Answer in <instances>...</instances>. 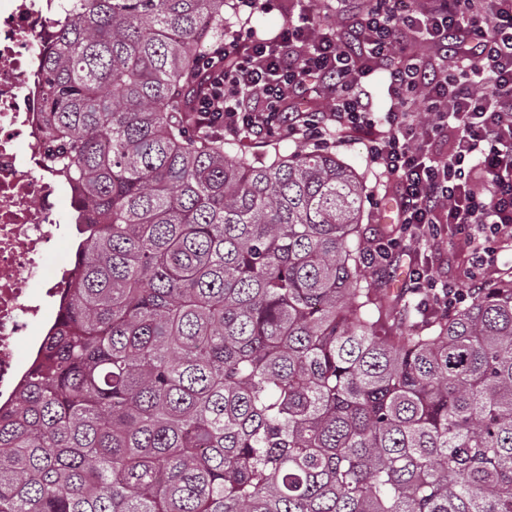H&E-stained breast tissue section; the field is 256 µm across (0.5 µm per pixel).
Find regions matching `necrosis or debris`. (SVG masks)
<instances>
[{"mask_svg": "<svg viewBox=\"0 0 512 512\" xmlns=\"http://www.w3.org/2000/svg\"><path fill=\"white\" fill-rule=\"evenodd\" d=\"M49 0H0V403L12 400L25 364L21 345L35 346L50 324L49 298L76 274L49 273L59 235L58 199L70 198L78 220L95 223L77 189L43 163L40 64L52 34Z\"/></svg>", "mask_w": 512, "mask_h": 512, "instance_id": "1", "label": "necrosis or debris"}]
</instances>
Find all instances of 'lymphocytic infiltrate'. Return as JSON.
Masks as SVG:
<instances>
[{"label": "lymphocytic infiltrate", "instance_id": "1", "mask_svg": "<svg viewBox=\"0 0 512 512\" xmlns=\"http://www.w3.org/2000/svg\"><path fill=\"white\" fill-rule=\"evenodd\" d=\"M336 2L338 26L315 29L302 11L275 34L247 28L212 48L203 122L259 141L366 135L371 159L396 185L400 224L371 241L366 264L382 271L420 245L463 237L462 278L416 263L408 280L421 308L452 309L466 298L462 281L480 282L512 242V0ZM375 72L394 92L379 118L362 98ZM313 96L332 111L305 110Z\"/></svg>", "mask_w": 512, "mask_h": 512}]
</instances>
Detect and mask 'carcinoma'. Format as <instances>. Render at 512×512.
<instances>
[{"instance_id": "1", "label": "carcinoma", "mask_w": 512, "mask_h": 512, "mask_svg": "<svg viewBox=\"0 0 512 512\" xmlns=\"http://www.w3.org/2000/svg\"><path fill=\"white\" fill-rule=\"evenodd\" d=\"M55 2L44 160L98 222L0 406V512H512V276L408 329L350 165L201 125L236 0Z\"/></svg>"}]
</instances>
